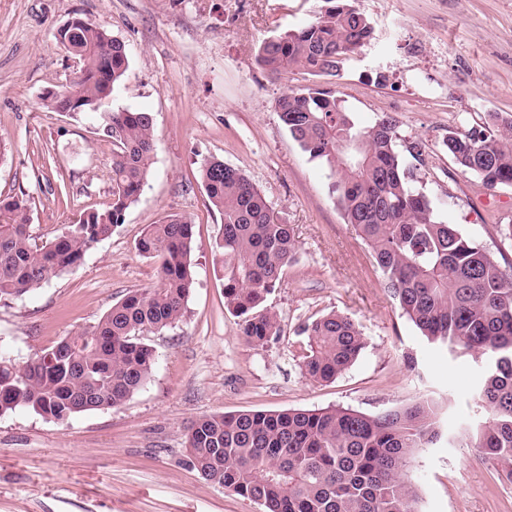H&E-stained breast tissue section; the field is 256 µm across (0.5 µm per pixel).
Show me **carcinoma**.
I'll use <instances>...</instances> for the list:
<instances>
[{
	"instance_id": "1",
	"label": "carcinoma",
	"mask_w": 512,
	"mask_h": 512,
	"mask_svg": "<svg viewBox=\"0 0 512 512\" xmlns=\"http://www.w3.org/2000/svg\"><path fill=\"white\" fill-rule=\"evenodd\" d=\"M311 22L262 41L256 63L280 75L300 69L336 76L373 38L369 19L350 0H322ZM78 62L71 97H44L53 112H97L114 93L129 61L124 43L102 25L73 18L56 33ZM275 109L304 152L335 177L345 223L367 245L382 281L429 341L483 358L479 407L487 417L468 431L467 446L493 461L512 482V277L480 242L441 220L397 148V122L386 113L357 123L336 92L322 85L290 90ZM112 138V202L39 246L30 234V198L0 199V301L18 298L76 267L109 238L137 202L155 146L151 113H102ZM448 155L481 185H512V118L489 115L487 130H451ZM200 180L221 215L214 271L224 307L240 318L241 335L263 346L279 335L264 306L295 253L292 225L263 192L221 160ZM193 224L171 217L151 224L137 250L158 261L156 282L128 293L88 331L66 336L21 368L0 359V415L25 407L56 421L123 404L149 380L154 350L144 336L177 322L195 284ZM302 371L330 382L365 347L359 327L329 313L302 329ZM440 436L432 398L367 415L340 406L313 410H244L195 420L186 435L189 465L224 491L263 512H418L409 470L413 450Z\"/></svg>"
}]
</instances>
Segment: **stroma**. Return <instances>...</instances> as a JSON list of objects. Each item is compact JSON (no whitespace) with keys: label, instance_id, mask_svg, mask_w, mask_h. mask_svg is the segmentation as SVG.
Here are the masks:
<instances>
[{"label":"stroma","instance_id":"35a3bbf8","mask_svg":"<svg viewBox=\"0 0 512 512\" xmlns=\"http://www.w3.org/2000/svg\"><path fill=\"white\" fill-rule=\"evenodd\" d=\"M374 36L324 84L361 124L388 113L397 145L421 141L416 176L444 221L478 240L512 274V186L484 189L441 147L449 130L512 117V0H355ZM321 0H0V199L26 194L30 231L48 243L112 200V140L100 113L47 109L75 66L55 40L75 17L124 43L128 70L108 111L151 113L156 145L138 202L74 271L0 301V356L17 366L90 329L126 293L150 287L155 260L136 242L169 216L194 226L196 284L182 318L148 336L151 378L124 404L58 422L17 408L0 415V512H262L186 461L191 423L242 410L349 407L366 414L426 397L441 403L442 436L417 449L418 512H512V482L466 447L481 419L480 364L428 341L384 288L367 247L345 224L332 178L275 110L313 83L256 64L266 38L312 21ZM219 159L241 170L292 224L293 262L267 306L280 334L258 346L239 334L213 271L221 227L198 179ZM350 318L366 347L329 383L301 371L299 330L328 312Z\"/></svg>","mask_w":512,"mask_h":512}]
</instances>
